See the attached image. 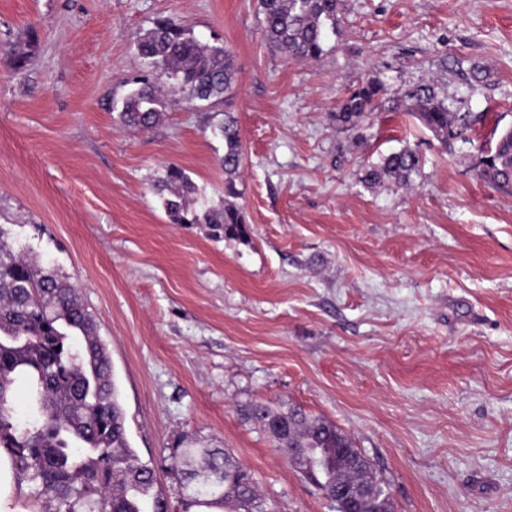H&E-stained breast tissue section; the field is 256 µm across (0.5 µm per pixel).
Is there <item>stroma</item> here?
Returning <instances> with one entry per match:
<instances>
[{"mask_svg":"<svg viewBox=\"0 0 512 512\" xmlns=\"http://www.w3.org/2000/svg\"><path fill=\"white\" fill-rule=\"evenodd\" d=\"M164 18L220 40L238 81L122 128L136 40ZM368 79L390 108L338 125ZM428 84L475 115L471 140L443 145L408 114ZM228 116L244 241L169 223L152 188L175 164L223 208ZM497 126L512 0H340L312 62L266 42L259 0H0V224L77 283L140 459L177 435L228 449L279 512L331 510L244 421L256 400L349 434L395 512H512V188L480 176ZM407 145L424 157L409 183L361 182Z\"/></svg>","mask_w":512,"mask_h":512,"instance_id":"obj_1","label":"stroma"}]
</instances>
